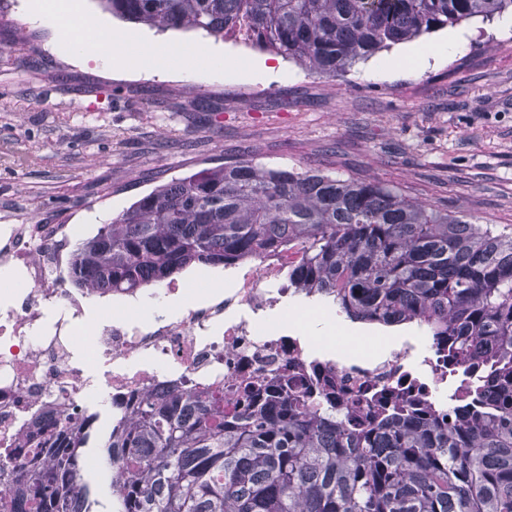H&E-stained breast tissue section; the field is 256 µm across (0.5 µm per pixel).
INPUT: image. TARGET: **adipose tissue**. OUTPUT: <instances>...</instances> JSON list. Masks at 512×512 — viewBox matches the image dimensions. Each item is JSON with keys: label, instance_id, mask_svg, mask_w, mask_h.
Listing matches in <instances>:
<instances>
[{"label": "adipose tissue", "instance_id": "obj_1", "mask_svg": "<svg viewBox=\"0 0 512 512\" xmlns=\"http://www.w3.org/2000/svg\"><path fill=\"white\" fill-rule=\"evenodd\" d=\"M29 15L39 26L53 29L72 57L93 60L107 70H174L201 81L229 66L223 55L193 45L142 44L126 31L100 29L71 0H31Z\"/></svg>", "mask_w": 512, "mask_h": 512}]
</instances>
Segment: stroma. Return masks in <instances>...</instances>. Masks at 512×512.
Instances as JSON below:
<instances>
[{
	"mask_svg": "<svg viewBox=\"0 0 512 512\" xmlns=\"http://www.w3.org/2000/svg\"><path fill=\"white\" fill-rule=\"evenodd\" d=\"M101 23L150 40L203 44L238 67L271 58L241 39L202 31L157 33L82 0ZM0 15L29 25L24 48L0 52V224H72L116 217L158 185L245 156L272 168L374 177L408 197L512 233V26L478 18L456 25L465 50L372 76L403 45L356 63L341 78L310 76L281 60L283 77L202 81L213 107L188 113L189 80L106 71L78 61L54 32L32 25L28 0H0ZM400 328L336 320V342L356 351L389 345Z\"/></svg>",
	"mask_w": 512,
	"mask_h": 512,
	"instance_id": "stroma-1",
	"label": "stroma"
}]
</instances>
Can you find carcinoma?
Returning a JSON list of instances; mask_svg holds the SVG:
<instances>
[{"label":"carcinoma","mask_w":512,"mask_h":512,"mask_svg":"<svg viewBox=\"0 0 512 512\" xmlns=\"http://www.w3.org/2000/svg\"><path fill=\"white\" fill-rule=\"evenodd\" d=\"M157 32L240 35L320 77L512 0H99ZM288 287L353 322L416 325L481 367L461 417L397 405L361 423L257 382L236 394L176 390L114 418L101 447L111 512H512V236L411 199L376 178L271 168L252 159L155 187L78 244L83 292L134 293L193 265L283 249ZM84 413L18 468L0 464L10 512H99Z\"/></svg>","instance_id":"obj_1"}]
</instances>
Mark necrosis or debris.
I'll use <instances>...</instances> for the list:
<instances>
[{
    "label": "necrosis or debris",
    "mask_w": 512,
    "mask_h": 512,
    "mask_svg": "<svg viewBox=\"0 0 512 512\" xmlns=\"http://www.w3.org/2000/svg\"><path fill=\"white\" fill-rule=\"evenodd\" d=\"M70 224H11L0 236V266L20 272L23 289L0 302V452L24 462L18 440L37 442L68 425L89 397L105 390L116 414L146 394L224 389L233 382L288 378L304 393L334 386L368 412L412 397L451 411L471 382L448 363L445 340L410 334L396 348L357 354L304 336L292 319L267 326L292 296L287 271L299 255L265 256L237 274L235 288L149 317L92 325L88 308L63 288L58 264ZM90 329L89 344L78 332Z\"/></svg>",
    "instance_id": "4bbe7bcc"
}]
</instances>
